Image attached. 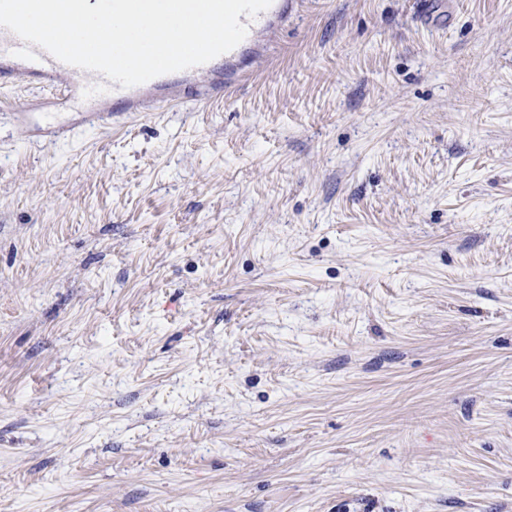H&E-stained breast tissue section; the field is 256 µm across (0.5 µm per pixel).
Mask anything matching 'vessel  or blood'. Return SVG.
<instances>
[{
    "label": "vessel or blood",
    "instance_id": "1",
    "mask_svg": "<svg viewBox=\"0 0 512 512\" xmlns=\"http://www.w3.org/2000/svg\"><path fill=\"white\" fill-rule=\"evenodd\" d=\"M298 6L299 0H272L255 18L240 16L247 35L232 50L205 64L129 88L103 74L68 65L0 27V84H37L51 89L58 99L82 100L93 104L96 111L113 110L128 117L151 111L161 101L206 104L223 97L225 89L238 85L250 73L254 56L265 51L264 37L286 27Z\"/></svg>",
    "mask_w": 512,
    "mask_h": 512
}]
</instances>
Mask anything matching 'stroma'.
<instances>
[{"instance_id":"obj_1","label":"stroma","mask_w":512,"mask_h":512,"mask_svg":"<svg viewBox=\"0 0 512 512\" xmlns=\"http://www.w3.org/2000/svg\"><path fill=\"white\" fill-rule=\"evenodd\" d=\"M299 9L211 104L0 90V512H512V0Z\"/></svg>"}]
</instances>
